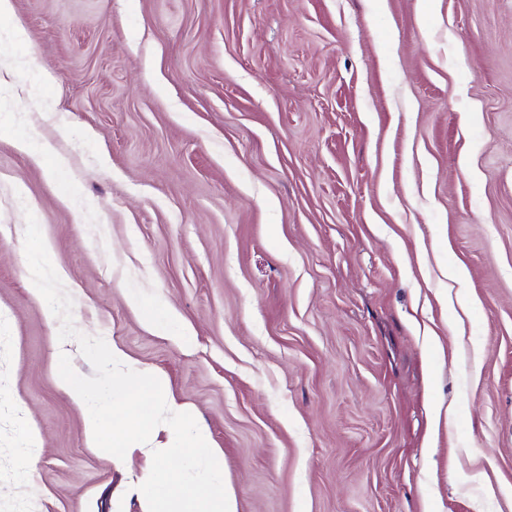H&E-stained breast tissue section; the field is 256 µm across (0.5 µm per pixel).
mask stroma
<instances>
[{
	"instance_id": "stroma-1",
	"label": "stroma",
	"mask_w": 512,
	"mask_h": 512,
	"mask_svg": "<svg viewBox=\"0 0 512 512\" xmlns=\"http://www.w3.org/2000/svg\"><path fill=\"white\" fill-rule=\"evenodd\" d=\"M0 79V512H142L57 383L29 212L237 512H512V0H14ZM15 144L21 152L27 154L39 166H43L45 159L52 155L49 146L45 143H39L29 136L18 137Z\"/></svg>"
}]
</instances>
